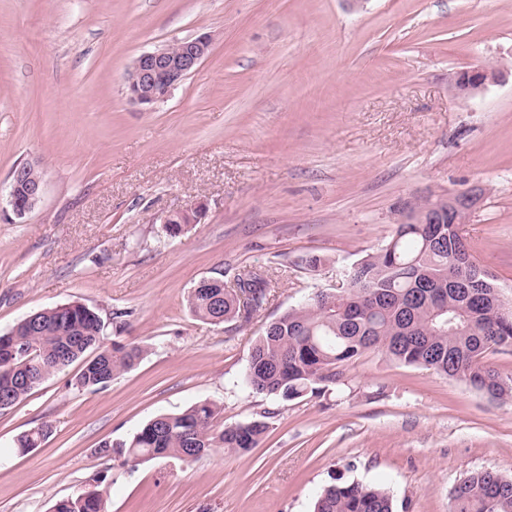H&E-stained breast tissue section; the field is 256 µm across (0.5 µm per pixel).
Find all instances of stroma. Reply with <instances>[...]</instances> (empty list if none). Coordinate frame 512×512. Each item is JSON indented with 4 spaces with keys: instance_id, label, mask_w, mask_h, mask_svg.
<instances>
[{
    "instance_id": "35a3bbf8",
    "label": "stroma",
    "mask_w": 512,
    "mask_h": 512,
    "mask_svg": "<svg viewBox=\"0 0 512 512\" xmlns=\"http://www.w3.org/2000/svg\"><path fill=\"white\" fill-rule=\"evenodd\" d=\"M205 33L167 100L128 101L135 57ZM479 65L501 81L463 93ZM24 163L44 190L20 218ZM473 187L486 199L461 234L512 305V0H0V333L79 302L106 342L146 349L104 388H76V361L0 412V512H50L99 481L106 512H313L353 480L399 512H450L470 474L512 479V402L462 381L377 352L291 401L244 381L264 327L342 284L408 203ZM197 206L170 236L161 217ZM245 267L276 282L263 309L189 311L196 282ZM203 401L228 425L265 417L260 445L194 464L100 454ZM35 164L25 163L16 167L11 173L8 203L13 213L22 217L31 212L41 201L44 182L43 178H31L28 172L36 168Z\"/></svg>"
}]
</instances>
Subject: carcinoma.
I'll list each match as a JSON object with an SVG mask.
<instances>
[{
	"label": "carcinoma",
	"instance_id": "carcinoma-1",
	"mask_svg": "<svg viewBox=\"0 0 512 512\" xmlns=\"http://www.w3.org/2000/svg\"><path fill=\"white\" fill-rule=\"evenodd\" d=\"M271 280L245 270L232 288L215 286L189 294L188 307L213 324L249 318L267 300ZM99 313L80 303L42 309L0 335V411L11 408L54 373L99 351L75 377L81 389H98L131 369L143 354L138 345H104ZM34 348V367L13 353ZM512 346V308L500 300L492 277L472 259L460 225H397L383 248L360 260L346 283L319 292L269 323L250 352L246 384L288 401L336 383L343 370L376 350L409 366L459 379L493 400H512V376L485 363L486 352ZM219 408L204 402L181 413L162 414L119 445L104 443L134 462L173 456L196 462L216 448L256 447L267 429L253 419L219 424ZM109 491L94 489L57 501L51 512H105ZM314 512H395L390 491L360 482L326 486ZM452 512H512V479L490 471L464 478L453 490Z\"/></svg>",
	"mask_w": 512,
	"mask_h": 512
}]
</instances>
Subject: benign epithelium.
<instances>
[{"label": "benign epithelium", "mask_w": 512, "mask_h": 512, "mask_svg": "<svg viewBox=\"0 0 512 512\" xmlns=\"http://www.w3.org/2000/svg\"><path fill=\"white\" fill-rule=\"evenodd\" d=\"M211 50V37L200 35L193 39L181 40L177 47L167 44L153 51L137 56L127 71V97L142 110H150L154 104L166 99L184 80L198 70ZM501 71L493 66H477L460 73L457 85L460 90L472 94L487 85L496 83ZM30 163L16 167L11 173L8 203L13 213L22 217L31 212L41 201L43 178H31ZM448 209L463 213L468 218L480 205L483 194L478 188L466 191L450 192ZM202 215L199 209L170 213L162 219L173 232L176 224H193Z\"/></svg>", "instance_id": "obj_1"}]
</instances>
